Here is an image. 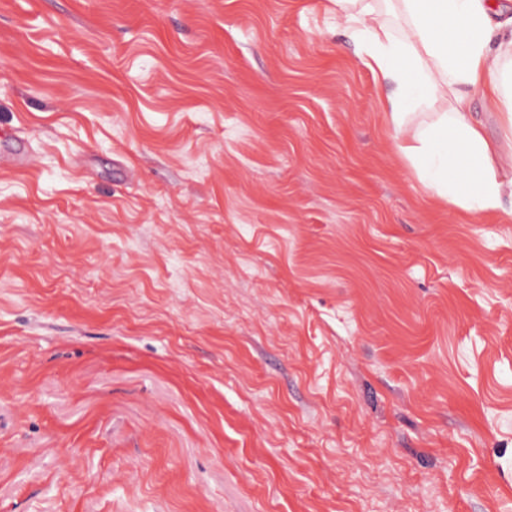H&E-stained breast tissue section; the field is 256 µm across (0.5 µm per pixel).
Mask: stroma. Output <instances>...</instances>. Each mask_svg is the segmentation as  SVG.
I'll return each instance as SVG.
<instances>
[{
	"instance_id": "35a3bbf8",
	"label": "stroma",
	"mask_w": 512,
	"mask_h": 512,
	"mask_svg": "<svg viewBox=\"0 0 512 512\" xmlns=\"http://www.w3.org/2000/svg\"><path fill=\"white\" fill-rule=\"evenodd\" d=\"M361 54L327 0H0V512H512V222Z\"/></svg>"
}]
</instances>
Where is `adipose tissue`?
I'll use <instances>...</instances> for the list:
<instances>
[{
  "label": "adipose tissue",
  "instance_id": "obj_1",
  "mask_svg": "<svg viewBox=\"0 0 512 512\" xmlns=\"http://www.w3.org/2000/svg\"><path fill=\"white\" fill-rule=\"evenodd\" d=\"M363 45L362 61L396 82L389 123L405 161L435 197L470 213L512 220V11L497 0H332ZM401 20L400 31L385 22ZM478 90L500 122L489 140L461 86ZM447 112L412 122L411 109L439 98Z\"/></svg>",
  "mask_w": 512,
  "mask_h": 512
}]
</instances>
